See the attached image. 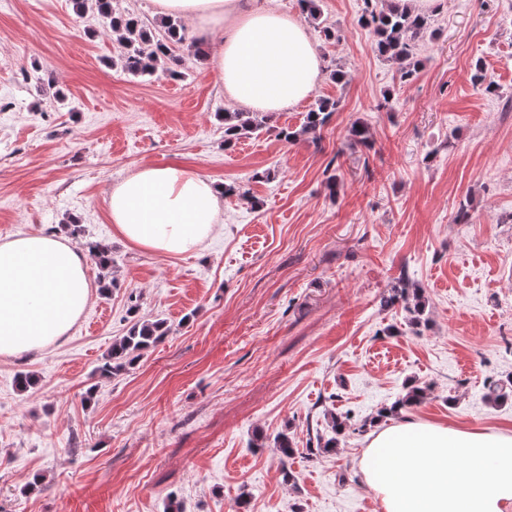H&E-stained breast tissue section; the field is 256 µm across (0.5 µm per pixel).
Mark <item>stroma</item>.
<instances>
[{"label": "stroma", "instance_id": "stroma-1", "mask_svg": "<svg viewBox=\"0 0 512 512\" xmlns=\"http://www.w3.org/2000/svg\"><path fill=\"white\" fill-rule=\"evenodd\" d=\"M320 6L304 19L325 66L312 98L228 150L220 113L238 105L213 58L183 47L180 78L133 76L96 12L0 0V242L79 224L76 244L107 245L117 279L102 293L88 263L69 335L0 357V512H164L172 498L235 512L244 492L248 512H384L357 466L366 434L333 453L317 441L331 414L363 422L411 381L430 394L393 423L512 430V404L486 399L512 376V0H437L407 84L360 23L364 0ZM479 66L496 91L473 83ZM319 98L338 103L319 140L280 139ZM357 121L369 146L349 144ZM145 163L239 186L198 251L114 232L107 193ZM402 276L423 290L417 328L384 303ZM135 318L171 332L100 376ZM21 372L36 377L25 392ZM281 432L291 483L255 445Z\"/></svg>", "mask_w": 512, "mask_h": 512}]
</instances>
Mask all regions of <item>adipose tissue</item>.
<instances>
[{
    "label": "adipose tissue",
    "mask_w": 512,
    "mask_h": 512,
    "mask_svg": "<svg viewBox=\"0 0 512 512\" xmlns=\"http://www.w3.org/2000/svg\"><path fill=\"white\" fill-rule=\"evenodd\" d=\"M205 34L227 96L272 114L309 97L322 58L306 26L272 0H153ZM222 187L183 166L144 164L108 193L116 232L135 247L180 255L217 224ZM84 253L33 233L0 243V356L40 350L66 336L88 306ZM385 512H512V433L430 422L370 432L359 460Z\"/></svg>",
    "instance_id": "ef3b65f1"
}]
</instances>
